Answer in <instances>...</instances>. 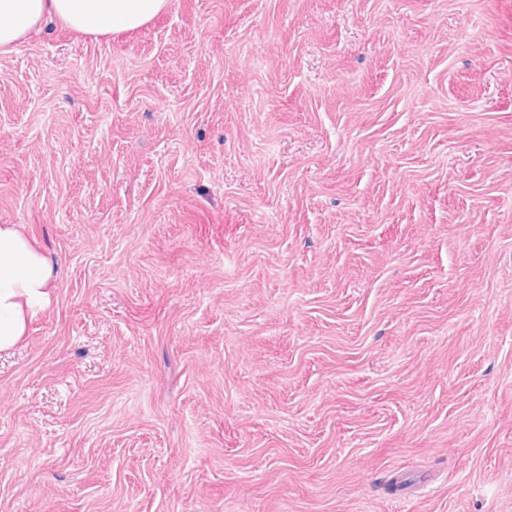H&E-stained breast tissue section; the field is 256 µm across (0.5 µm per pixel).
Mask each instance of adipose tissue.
Returning a JSON list of instances; mask_svg holds the SVG:
<instances>
[{
	"label": "adipose tissue",
	"instance_id": "ef3b65f1",
	"mask_svg": "<svg viewBox=\"0 0 512 512\" xmlns=\"http://www.w3.org/2000/svg\"><path fill=\"white\" fill-rule=\"evenodd\" d=\"M171 0H0V55L11 53L46 23L96 39L139 29ZM49 258L14 224L0 225V351L15 347L51 297Z\"/></svg>",
	"mask_w": 512,
	"mask_h": 512
}]
</instances>
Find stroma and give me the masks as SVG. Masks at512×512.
I'll list each match as a JSON object with an SVG mask.
<instances>
[{
  "label": "stroma",
  "mask_w": 512,
  "mask_h": 512,
  "mask_svg": "<svg viewBox=\"0 0 512 512\" xmlns=\"http://www.w3.org/2000/svg\"><path fill=\"white\" fill-rule=\"evenodd\" d=\"M0 512H512V0H172L0 56ZM54 269L15 224L0 225V351L27 335L30 321L50 304Z\"/></svg>",
  "instance_id": "1"
}]
</instances>
